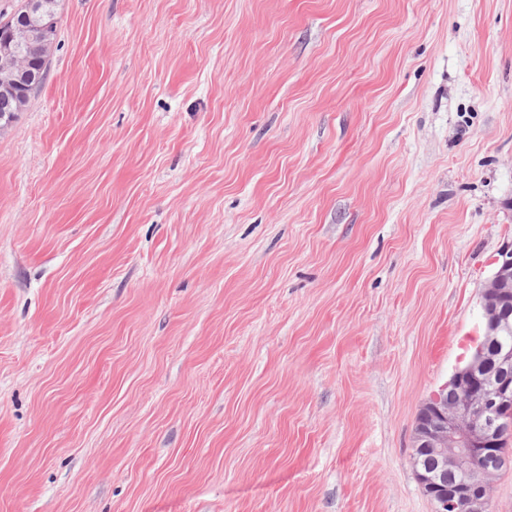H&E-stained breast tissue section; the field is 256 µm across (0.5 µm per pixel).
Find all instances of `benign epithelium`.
Wrapping results in <instances>:
<instances>
[{
	"label": "benign epithelium",
	"mask_w": 512,
	"mask_h": 512,
	"mask_svg": "<svg viewBox=\"0 0 512 512\" xmlns=\"http://www.w3.org/2000/svg\"><path fill=\"white\" fill-rule=\"evenodd\" d=\"M58 27L45 0H26V19L0 31V83L4 91L30 97L44 82ZM512 306V244L495 259L481 291L485 336L509 330ZM453 402H448V395ZM512 406V349L490 368L482 352L457 369L447 384L423 402L415 420L413 468L434 512H486L489 483L507 464L501 447L512 426L498 412ZM463 475L454 489L423 465L420 453Z\"/></svg>",
	"instance_id": "1"
}]
</instances>
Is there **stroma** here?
I'll return each mask as SVG.
<instances>
[{
	"label": "stroma",
	"mask_w": 512,
	"mask_h": 512,
	"mask_svg": "<svg viewBox=\"0 0 512 512\" xmlns=\"http://www.w3.org/2000/svg\"><path fill=\"white\" fill-rule=\"evenodd\" d=\"M0 129V512H433L423 401L512 243V0H59Z\"/></svg>",
	"instance_id": "stroma-1"
}]
</instances>
